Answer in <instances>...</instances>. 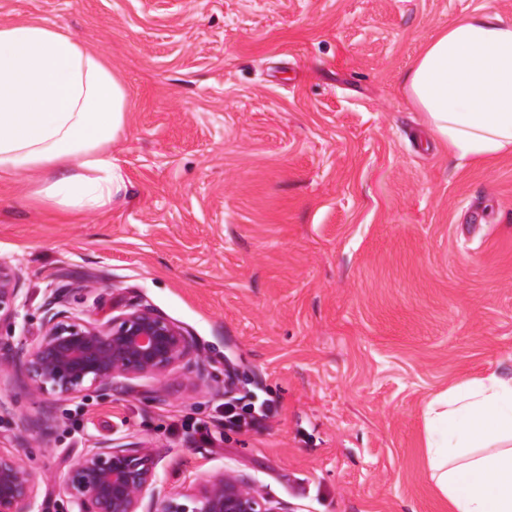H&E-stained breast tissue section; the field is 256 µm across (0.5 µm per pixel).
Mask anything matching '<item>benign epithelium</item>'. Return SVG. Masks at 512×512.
Masks as SVG:
<instances>
[{"label": "benign epithelium", "instance_id": "1", "mask_svg": "<svg viewBox=\"0 0 512 512\" xmlns=\"http://www.w3.org/2000/svg\"><path fill=\"white\" fill-rule=\"evenodd\" d=\"M19 289L10 268L0 263V312L15 306ZM49 303L43 332L26 352L22 366L32 391L74 395L117 379L162 376L189 355L193 340L181 327L147 308L105 321L85 319ZM152 449L115 446L87 448L64 484L76 512H281L231 475L202 485L188 510L175 496H156ZM34 477L14 456L0 453V512H33ZM151 506L143 510L146 495Z\"/></svg>", "mask_w": 512, "mask_h": 512}]
</instances>
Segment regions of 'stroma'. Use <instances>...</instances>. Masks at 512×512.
<instances>
[{"label": "stroma", "instance_id": "35a3bbf8", "mask_svg": "<svg viewBox=\"0 0 512 512\" xmlns=\"http://www.w3.org/2000/svg\"><path fill=\"white\" fill-rule=\"evenodd\" d=\"M512 0H0L101 51L128 89L96 212L0 180V450L73 512L64 476L103 442L154 449L156 490L231 473L283 512H448L427 402L512 368V153L455 159L402 79L448 24ZM93 318L149 307L194 351L165 378L36 394L19 365L54 295ZM271 400L206 445L184 425ZM18 293L11 269L0 263V320L2 311H9L15 306Z\"/></svg>", "mask_w": 512, "mask_h": 512}]
</instances>
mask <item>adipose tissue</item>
<instances>
[{
	"instance_id": "ef3b65f1",
	"label": "adipose tissue",
	"mask_w": 512,
	"mask_h": 512,
	"mask_svg": "<svg viewBox=\"0 0 512 512\" xmlns=\"http://www.w3.org/2000/svg\"><path fill=\"white\" fill-rule=\"evenodd\" d=\"M404 89L453 156L512 151V21L477 12L451 23ZM128 110L101 52L46 23H0V176L26 175L62 210L113 204L126 183L110 147ZM424 423L430 477L450 512H512V371L436 394Z\"/></svg>"
}]
</instances>
